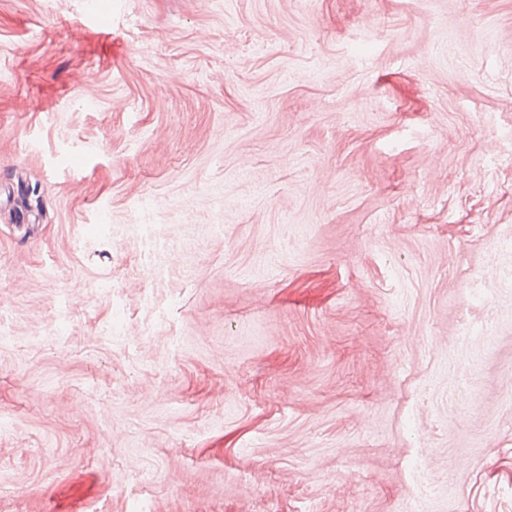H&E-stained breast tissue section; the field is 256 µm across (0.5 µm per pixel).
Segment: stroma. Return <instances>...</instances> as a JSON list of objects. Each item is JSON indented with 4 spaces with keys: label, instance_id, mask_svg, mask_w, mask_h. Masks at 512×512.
<instances>
[{
    "label": "stroma",
    "instance_id": "stroma-1",
    "mask_svg": "<svg viewBox=\"0 0 512 512\" xmlns=\"http://www.w3.org/2000/svg\"><path fill=\"white\" fill-rule=\"evenodd\" d=\"M510 134L512 0H0V512H512Z\"/></svg>",
    "mask_w": 512,
    "mask_h": 512
}]
</instances>
